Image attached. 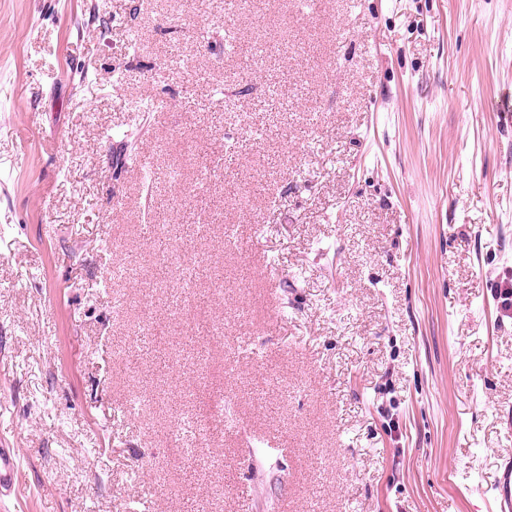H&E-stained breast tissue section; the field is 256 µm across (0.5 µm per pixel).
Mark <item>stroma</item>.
<instances>
[{
  "label": "stroma",
  "instance_id": "stroma-1",
  "mask_svg": "<svg viewBox=\"0 0 512 512\" xmlns=\"http://www.w3.org/2000/svg\"><path fill=\"white\" fill-rule=\"evenodd\" d=\"M509 101L512 0H0V512H489ZM19 471V458L16 449L0 448V499L15 494Z\"/></svg>",
  "mask_w": 512,
  "mask_h": 512
}]
</instances>
